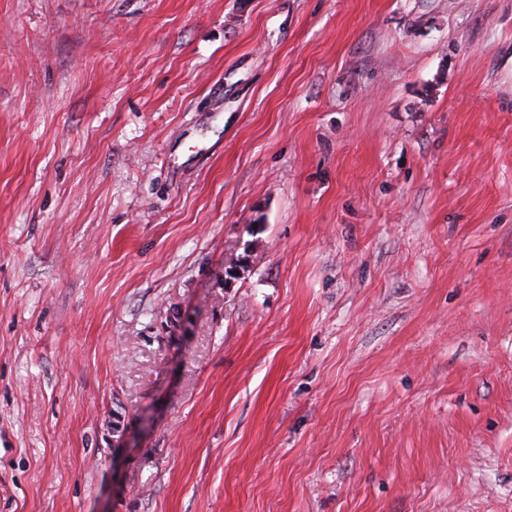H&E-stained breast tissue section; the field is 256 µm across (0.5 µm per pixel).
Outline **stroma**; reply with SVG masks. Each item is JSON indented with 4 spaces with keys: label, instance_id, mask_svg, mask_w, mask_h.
<instances>
[{
    "label": "stroma",
    "instance_id": "obj_1",
    "mask_svg": "<svg viewBox=\"0 0 512 512\" xmlns=\"http://www.w3.org/2000/svg\"><path fill=\"white\" fill-rule=\"evenodd\" d=\"M0 512H512V0H0Z\"/></svg>",
    "mask_w": 512,
    "mask_h": 512
}]
</instances>
